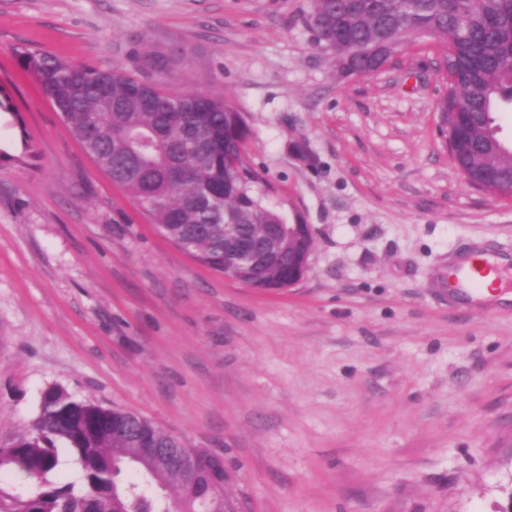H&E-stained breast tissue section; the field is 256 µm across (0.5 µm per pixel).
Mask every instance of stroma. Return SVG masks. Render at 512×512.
Here are the masks:
<instances>
[{
    "mask_svg": "<svg viewBox=\"0 0 512 512\" xmlns=\"http://www.w3.org/2000/svg\"><path fill=\"white\" fill-rule=\"evenodd\" d=\"M309 0H0V446L42 392L139 414L219 453L243 512H505L512 301L458 299L451 260L512 252V197L440 134L431 37L339 78ZM28 47L223 95L266 201L311 225L304 278L263 291L159 236L90 159ZM178 51L166 73L142 48Z\"/></svg>",
    "mask_w": 512,
    "mask_h": 512,
    "instance_id": "1",
    "label": "stroma"
}]
</instances>
